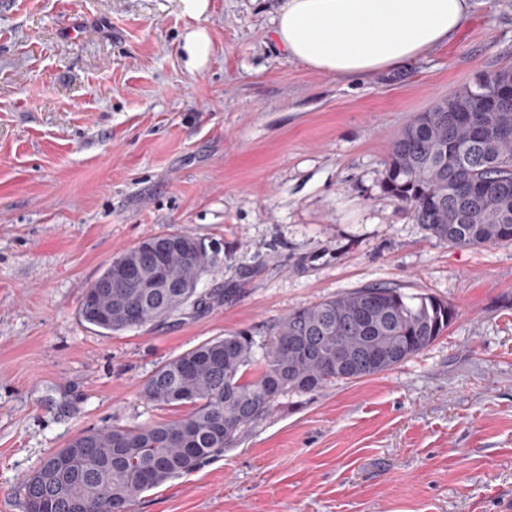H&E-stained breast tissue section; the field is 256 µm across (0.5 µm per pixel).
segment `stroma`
Returning a JSON list of instances; mask_svg holds the SVG:
<instances>
[{
	"mask_svg": "<svg viewBox=\"0 0 512 512\" xmlns=\"http://www.w3.org/2000/svg\"><path fill=\"white\" fill-rule=\"evenodd\" d=\"M279 4L0 0V512H26L24 478L80 432L173 417L141 395L168 359L375 284L457 317L385 373L282 397L129 512H512V245L437 243L383 188L407 122L512 69V0L357 81L289 60ZM193 27L212 50L191 73ZM172 230L214 254L210 304L101 335L86 288Z\"/></svg>",
	"mask_w": 512,
	"mask_h": 512,
	"instance_id": "stroma-1",
	"label": "stroma"
}]
</instances>
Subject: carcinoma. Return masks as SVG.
I'll return each mask as SVG.
<instances>
[{
    "instance_id": "carcinoma-1",
    "label": "carcinoma",
    "mask_w": 512,
    "mask_h": 512,
    "mask_svg": "<svg viewBox=\"0 0 512 512\" xmlns=\"http://www.w3.org/2000/svg\"><path fill=\"white\" fill-rule=\"evenodd\" d=\"M417 114L393 141L383 185L438 243L512 244V71L482 78ZM117 259L136 276L105 293H84L83 320L109 335L156 325L198 292L213 256L178 231L145 238ZM451 303L368 286L302 307L256 341L244 332L206 341L167 360L142 388L159 407H187L171 419L104 426L64 448L71 473L23 483L26 512H127L141 493L195 472L234 447L290 392L384 373L432 345L456 318Z\"/></svg>"
}]
</instances>
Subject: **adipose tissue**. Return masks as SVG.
<instances>
[{
  "instance_id": "obj_1",
  "label": "adipose tissue",
  "mask_w": 512,
  "mask_h": 512,
  "mask_svg": "<svg viewBox=\"0 0 512 512\" xmlns=\"http://www.w3.org/2000/svg\"><path fill=\"white\" fill-rule=\"evenodd\" d=\"M482 0H281L274 34L289 59L360 77L448 43Z\"/></svg>"
}]
</instances>
